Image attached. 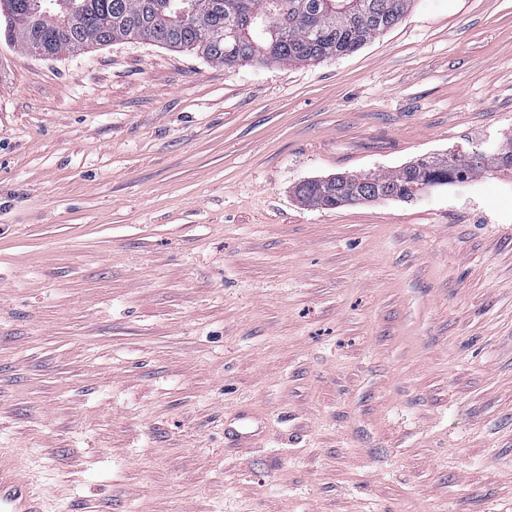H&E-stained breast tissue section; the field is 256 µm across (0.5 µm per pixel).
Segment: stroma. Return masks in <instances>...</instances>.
<instances>
[{"label": "stroma", "instance_id": "obj_1", "mask_svg": "<svg viewBox=\"0 0 512 512\" xmlns=\"http://www.w3.org/2000/svg\"><path fill=\"white\" fill-rule=\"evenodd\" d=\"M512 0L234 69L0 38V450L51 512H512ZM471 153L422 156L390 174L336 175L308 180L296 188L306 205L334 209L345 204L378 199L413 200L423 189L462 182L483 173L487 164L474 163Z\"/></svg>", "mask_w": 512, "mask_h": 512}]
</instances>
